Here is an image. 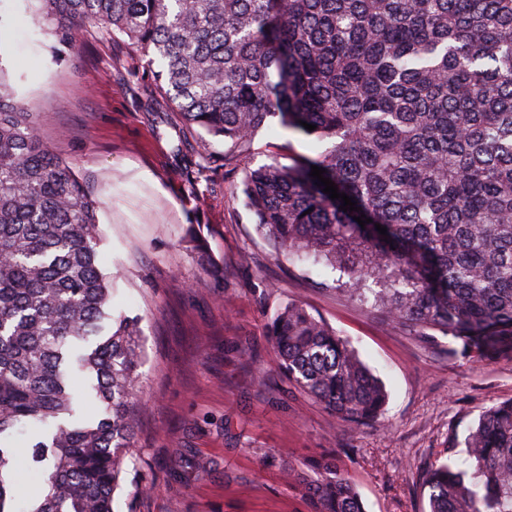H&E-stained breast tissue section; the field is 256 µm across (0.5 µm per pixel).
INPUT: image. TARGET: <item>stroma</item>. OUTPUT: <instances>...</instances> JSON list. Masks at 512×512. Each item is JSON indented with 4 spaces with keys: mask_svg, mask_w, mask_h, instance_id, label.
Segmentation results:
<instances>
[{
    "mask_svg": "<svg viewBox=\"0 0 512 512\" xmlns=\"http://www.w3.org/2000/svg\"><path fill=\"white\" fill-rule=\"evenodd\" d=\"M26 7L0 0V72L44 144L101 202L112 310L139 317L142 330L137 453L127 468L145 480L117 494L115 512H311L287 470L342 448L367 512H426L422 470L449 436L465 440L482 411L512 399V359H451L447 339L408 335L338 291L330 267L276 259L236 195L242 170L295 164L323 142L270 121L240 164L225 165L223 144H213L206 176L190 189L187 173L206 150L200 131L155 107L146 62L97 29L71 50L35 29ZM290 302L336 329L382 379V423L337 425L280 373L266 327ZM183 448L199 466L187 482L172 470Z\"/></svg>",
    "mask_w": 512,
    "mask_h": 512,
    "instance_id": "obj_1",
    "label": "stroma"
}]
</instances>
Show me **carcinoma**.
<instances>
[{"instance_id": "1", "label": "carcinoma", "mask_w": 512, "mask_h": 512, "mask_svg": "<svg viewBox=\"0 0 512 512\" xmlns=\"http://www.w3.org/2000/svg\"><path fill=\"white\" fill-rule=\"evenodd\" d=\"M29 2L33 22L73 50L100 28L159 63L156 104L223 143L226 165L270 118L328 142L301 163L242 171L244 204L277 256L338 270L349 298L413 336L441 334L450 357L512 358V0ZM313 165L361 210H341ZM101 237L85 182L0 82V437L45 433L29 445L43 486L27 512H114L115 495L145 479L124 467L140 323L109 313ZM268 339L331 417L381 420V380L301 304L276 311ZM73 364L102 404L94 422L72 420ZM466 448L462 460L448 439L426 471L429 512H512V400L482 413ZM288 476L312 512H366L335 454ZM17 491L0 444V512H16Z\"/></svg>"}]
</instances>
